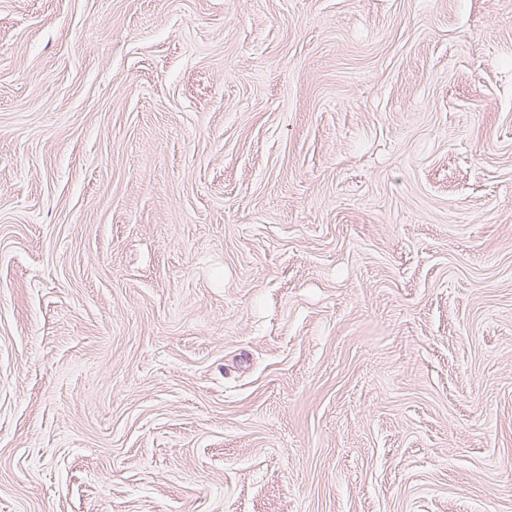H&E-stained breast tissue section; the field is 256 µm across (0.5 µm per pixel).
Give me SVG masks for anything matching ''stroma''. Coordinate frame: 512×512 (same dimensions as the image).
<instances>
[{
    "mask_svg": "<svg viewBox=\"0 0 512 512\" xmlns=\"http://www.w3.org/2000/svg\"><path fill=\"white\" fill-rule=\"evenodd\" d=\"M0 512H512V0H0Z\"/></svg>",
    "mask_w": 512,
    "mask_h": 512,
    "instance_id": "obj_1",
    "label": "stroma"
}]
</instances>
